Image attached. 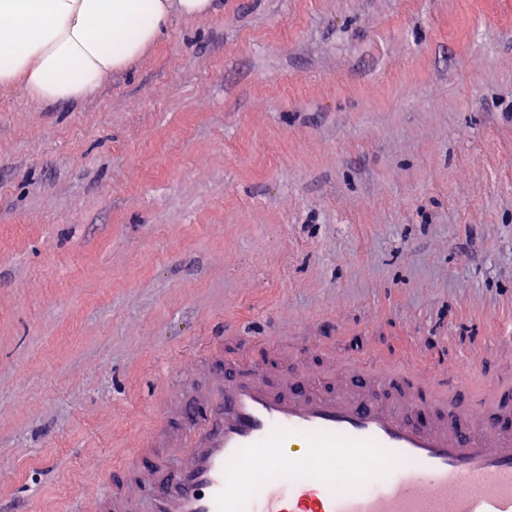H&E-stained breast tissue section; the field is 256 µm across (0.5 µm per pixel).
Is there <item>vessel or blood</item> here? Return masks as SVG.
<instances>
[{
  "mask_svg": "<svg viewBox=\"0 0 512 512\" xmlns=\"http://www.w3.org/2000/svg\"><path fill=\"white\" fill-rule=\"evenodd\" d=\"M375 376L383 390L424 388L394 406L284 398L258 370L227 372L151 512H512L511 423L473 386L448 392L396 368ZM326 453L334 467L311 466ZM249 459L265 465L260 485L242 477Z\"/></svg>",
  "mask_w": 512,
  "mask_h": 512,
  "instance_id": "1",
  "label": "vessel or blood"
}]
</instances>
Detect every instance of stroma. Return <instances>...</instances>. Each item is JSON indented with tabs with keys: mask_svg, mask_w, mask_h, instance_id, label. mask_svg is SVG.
<instances>
[{
	"mask_svg": "<svg viewBox=\"0 0 512 512\" xmlns=\"http://www.w3.org/2000/svg\"><path fill=\"white\" fill-rule=\"evenodd\" d=\"M219 355L512 381V0H218L81 102L0 89V512L181 461Z\"/></svg>",
	"mask_w": 512,
	"mask_h": 512,
	"instance_id": "35a3bbf8",
	"label": "stroma"
}]
</instances>
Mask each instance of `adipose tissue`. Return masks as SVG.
<instances>
[{"mask_svg":"<svg viewBox=\"0 0 512 512\" xmlns=\"http://www.w3.org/2000/svg\"><path fill=\"white\" fill-rule=\"evenodd\" d=\"M216 0H0V87L45 103L78 102L128 69L171 15L212 13Z\"/></svg>","mask_w":512,"mask_h":512,"instance_id":"adipose-tissue-1","label":"adipose tissue"}]
</instances>
